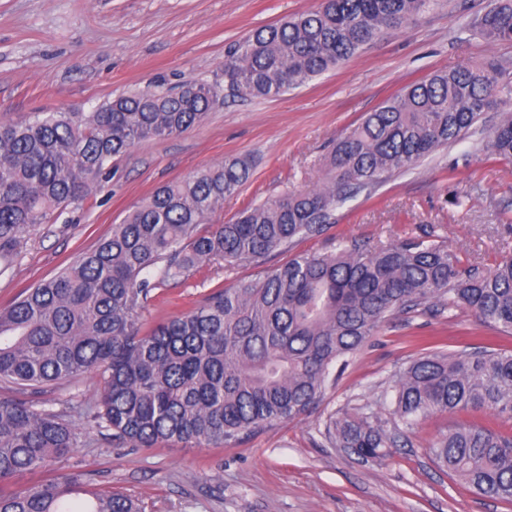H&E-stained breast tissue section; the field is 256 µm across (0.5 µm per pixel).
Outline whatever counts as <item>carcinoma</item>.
Wrapping results in <instances>:
<instances>
[{
	"mask_svg": "<svg viewBox=\"0 0 512 512\" xmlns=\"http://www.w3.org/2000/svg\"><path fill=\"white\" fill-rule=\"evenodd\" d=\"M441 7V0H321L311 11L258 27L227 45L224 83L149 84L92 112H35L0 125V272L22 238L89 196L112 159L148 138L206 121L224 86L277 98L362 51L383 34ZM462 29L512 41V0L470 15ZM512 69L463 65L407 85L345 132L320 185L287 190L214 223L224 198L249 179L245 158L156 189L112 234L56 277L0 309V381L51 385L97 372L103 387L86 417L118 447H213L295 419L317 403L389 317L452 305L512 333V258L491 271L464 269L427 235L368 249L339 244L211 293L151 330L141 317L152 291L215 262L263 265L301 238L322 235L352 195L413 167L442 146L478 133L476 151L512 162ZM501 110L485 129V114ZM391 406L327 423L325 442L379 461L403 432L435 413L479 409L512 420V350L427 352L396 374ZM81 443L61 412L0 398V512H143L85 474L13 488ZM436 464L477 494L512 503V433L461 426L432 444Z\"/></svg>",
	"mask_w": 512,
	"mask_h": 512,
	"instance_id": "carcinoma-1",
	"label": "carcinoma"
}]
</instances>
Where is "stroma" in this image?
<instances>
[{
  "label": "stroma",
  "mask_w": 512,
  "mask_h": 512,
  "mask_svg": "<svg viewBox=\"0 0 512 512\" xmlns=\"http://www.w3.org/2000/svg\"><path fill=\"white\" fill-rule=\"evenodd\" d=\"M488 2L448 0L291 92L260 99L227 91L203 125L140 141L112 161L100 188L69 205L55 223L29 233L0 275V307L57 275L155 189L200 167L228 155L253 164L248 183L217 211L222 223L287 189L316 186L336 138L406 85L463 64L494 59L512 66V42H491L460 28V16ZM319 3L0 0V123L34 112H91L153 80L170 86L222 80L230 42ZM423 234L438 236L465 267L490 270L512 256V162L475 156L470 139L439 148L348 199L323 235L297 241L270 263L351 239L373 248ZM256 273L250 265L221 263L189 273L155 289L142 321L153 327ZM490 336L497 347L512 348V334L483 327L452 306L398 315L358 350L309 412L234 448L114 447L96 423L70 411L96 398L102 380L94 372L37 393L0 383V397L68 411L82 445L58 468L87 473L97 487L138 500L145 512H512V504L477 495L440 470L430 451L437 437L458 426L501 428L491 412L432 415L409 432L406 445L378 462L329 447L323 436L332 416L376 404L399 368L421 351L470 353Z\"/></svg>",
  "instance_id": "stroma-1"
}]
</instances>
